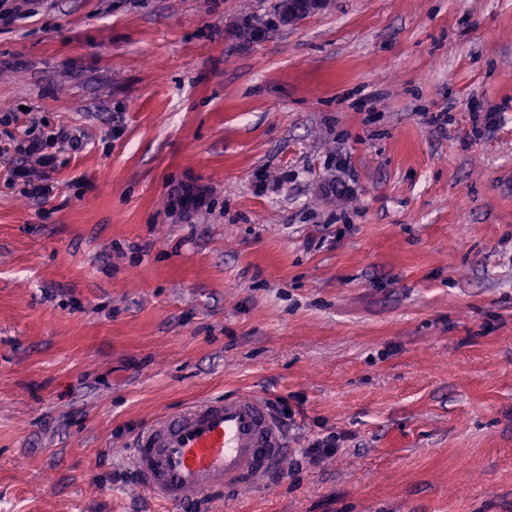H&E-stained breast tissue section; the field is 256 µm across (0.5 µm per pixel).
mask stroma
I'll return each mask as SVG.
<instances>
[{
  "instance_id": "stroma-1",
  "label": "stroma",
  "mask_w": 512,
  "mask_h": 512,
  "mask_svg": "<svg viewBox=\"0 0 512 512\" xmlns=\"http://www.w3.org/2000/svg\"><path fill=\"white\" fill-rule=\"evenodd\" d=\"M279 2L0 25V138L87 141L44 204L0 175V512H187L136 438L247 392L288 455L197 512H512V0ZM284 12L286 19L284 21H299L309 14L321 10L326 0H288L285 1ZM171 201L185 219H193L211 208V191L207 187L180 184L171 190Z\"/></svg>"
}]
</instances>
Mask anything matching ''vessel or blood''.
<instances>
[{
    "mask_svg": "<svg viewBox=\"0 0 512 512\" xmlns=\"http://www.w3.org/2000/svg\"><path fill=\"white\" fill-rule=\"evenodd\" d=\"M287 436L258 394L211 400L170 415L137 441L132 470L154 500L178 505L224 489H260L287 454Z\"/></svg>",
    "mask_w": 512,
    "mask_h": 512,
    "instance_id": "1",
    "label": "vessel or blood"
}]
</instances>
